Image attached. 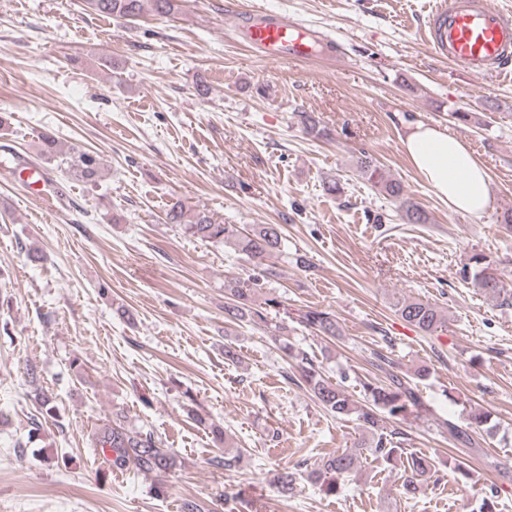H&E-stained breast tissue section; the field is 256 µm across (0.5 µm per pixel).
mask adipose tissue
I'll list each match as a JSON object with an SVG mask.
<instances>
[{"label": "adipose tissue", "instance_id": "1", "mask_svg": "<svg viewBox=\"0 0 512 512\" xmlns=\"http://www.w3.org/2000/svg\"><path fill=\"white\" fill-rule=\"evenodd\" d=\"M402 148L450 211L479 216L490 208L487 170L466 140L420 123L403 138Z\"/></svg>", "mask_w": 512, "mask_h": 512}]
</instances>
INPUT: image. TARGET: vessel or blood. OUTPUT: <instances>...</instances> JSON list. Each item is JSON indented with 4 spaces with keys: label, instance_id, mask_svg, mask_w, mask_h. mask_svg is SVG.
<instances>
[{
    "label": "vessel or blood",
    "instance_id": "1",
    "mask_svg": "<svg viewBox=\"0 0 512 512\" xmlns=\"http://www.w3.org/2000/svg\"><path fill=\"white\" fill-rule=\"evenodd\" d=\"M238 40L270 64L322 58L315 29L257 4L238 11ZM427 41L439 58L477 80L512 72V10L489 0H435L428 15Z\"/></svg>",
    "mask_w": 512,
    "mask_h": 512
}]
</instances>
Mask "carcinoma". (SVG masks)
<instances>
[{
    "mask_svg": "<svg viewBox=\"0 0 512 512\" xmlns=\"http://www.w3.org/2000/svg\"><path fill=\"white\" fill-rule=\"evenodd\" d=\"M177 0H86L88 7L100 15L131 20L147 10L158 14H169L175 9ZM305 132L315 138H327L330 131L310 112L297 113ZM61 158L60 165L72 177L85 183L95 184L101 172L102 162L98 155L74 147L67 152H55ZM356 169L371 187L384 197L398 200L403 210V220L410 224H425L426 212L417 203L405 197L400 181L388 177L373 157L361 150L356 157ZM165 223L176 224L184 233L202 241L222 244L241 255L253 266L254 273L246 279L229 278L224 281V318L230 322L253 327H274V342L289 363L298 364V383L312 396L314 401L331 415L352 418L364 430V436L354 447L338 451L311 472V479L321 484L328 492L358 470L363 455L370 454L386 463H393L404 453L406 434L401 424L411 417L418 418L425 412L418 395L417 381L429 376V370L419 367L411 375L395 372L397 365L389 356L375 351L372 364L384 375L382 380L360 382L362 398L350 397L341 383H332L323 377L321 368L309 354L288 341V321H293L316 336H336V315L326 309L309 308L293 317L281 308L277 297L257 299L263 282L276 276L273 266L266 260L281 253L283 248L282 227L279 224H253L243 229L236 224H221L206 210L190 211L177 200L168 205ZM471 279L475 287L501 299V303H512V291L499 282L492 272L491 263L480 254L472 256ZM396 314L422 333L433 336L448 328V317L442 308L429 300L401 296L394 303ZM486 415L480 409L468 415V426L463 427L450 420L446 422L448 437L470 448L475 444L468 428L480 427ZM215 438L224 443L226 451L213 456L210 465L216 469L231 471L237 467L242 450L227 451L228 436L220 427L212 426ZM93 447L102 456L109 469L135 470L141 474L159 476L177 466L176 457L160 446L154 433L134 430L121 424L102 427L92 441ZM435 475V465L427 455L414 456L405 470L401 485L402 493L413 495Z\"/></svg>",
    "mask_w": 512,
    "mask_h": 512,
    "instance_id": "cac0c4a2",
    "label": "carcinoma"
}]
</instances>
